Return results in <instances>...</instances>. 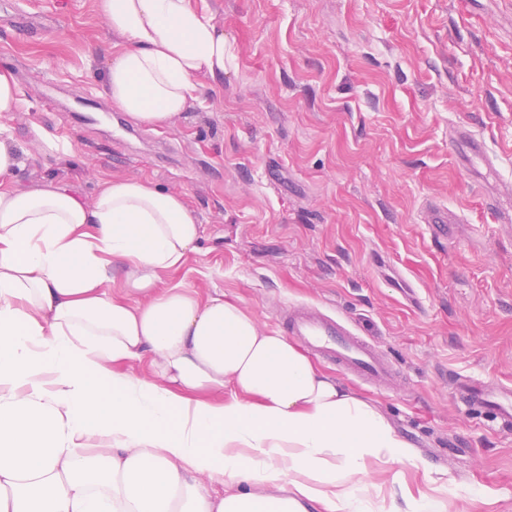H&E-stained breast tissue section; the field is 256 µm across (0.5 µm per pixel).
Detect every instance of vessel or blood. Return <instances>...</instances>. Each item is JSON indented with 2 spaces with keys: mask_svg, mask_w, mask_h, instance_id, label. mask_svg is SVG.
<instances>
[{
  "mask_svg": "<svg viewBox=\"0 0 512 512\" xmlns=\"http://www.w3.org/2000/svg\"><path fill=\"white\" fill-rule=\"evenodd\" d=\"M448 141L462 168L476 171L493 166L494 159L483 141L471 131L452 128ZM427 222L434 237L446 238L450 236L456 218L450 212L433 207L428 211ZM285 324L289 333L298 336L311 350L337 367L379 384L396 383L394 366L377 345L341 321L321 314L300 312L288 316ZM453 396L471 410L488 415L498 425L512 428L511 385L491 387L479 381L465 380L457 383Z\"/></svg>",
  "mask_w": 512,
  "mask_h": 512,
  "instance_id": "b4317fda",
  "label": "vessel or blood"
}]
</instances>
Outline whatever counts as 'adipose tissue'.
<instances>
[{"mask_svg": "<svg viewBox=\"0 0 512 512\" xmlns=\"http://www.w3.org/2000/svg\"><path fill=\"white\" fill-rule=\"evenodd\" d=\"M99 7L121 39L104 93L136 123L175 126L223 83L224 32L192 0ZM22 107L0 70V512H396L367 463L419 458L371 400L236 301L163 287L200 240L187 196L16 185L1 119ZM147 355L154 380L120 370Z\"/></svg>", "mask_w": 512, "mask_h": 512, "instance_id": "ef3b65f1", "label": "adipose tissue"}]
</instances>
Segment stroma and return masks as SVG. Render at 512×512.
Here are the masks:
<instances>
[{"mask_svg": "<svg viewBox=\"0 0 512 512\" xmlns=\"http://www.w3.org/2000/svg\"><path fill=\"white\" fill-rule=\"evenodd\" d=\"M194 3L224 28V84L153 131L103 95L115 37L98 0H0V68L25 102L4 119L26 151L17 182L61 178L89 202L115 175L185 193L202 237L165 286L234 298L264 328L310 305L347 321L403 385L317 363L427 463L402 467L408 490L512 512V429L448 387L512 385V227L486 209L492 188L512 205V0ZM452 124L493 151L486 182L456 166ZM39 128L72 155L44 152ZM430 204L461 215L451 240L431 236Z\"/></svg>", "mask_w": 512, "mask_h": 512, "instance_id": "stroma-1", "label": "stroma"}]
</instances>
